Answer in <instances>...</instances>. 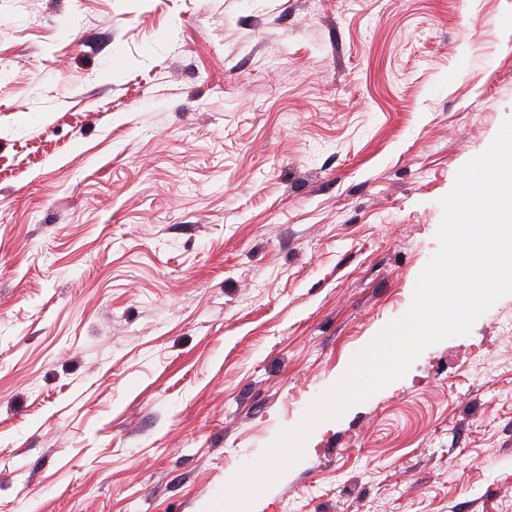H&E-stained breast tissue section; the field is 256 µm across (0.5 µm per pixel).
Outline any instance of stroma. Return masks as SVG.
Returning a JSON list of instances; mask_svg holds the SVG:
<instances>
[{"label": "stroma", "instance_id": "35a3bbf8", "mask_svg": "<svg viewBox=\"0 0 512 512\" xmlns=\"http://www.w3.org/2000/svg\"><path fill=\"white\" fill-rule=\"evenodd\" d=\"M508 117L512 0H0V512H199L408 310ZM510 318L253 512H506Z\"/></svg>", "mask_w": 512, "mask_h": 512}]
</instances>
